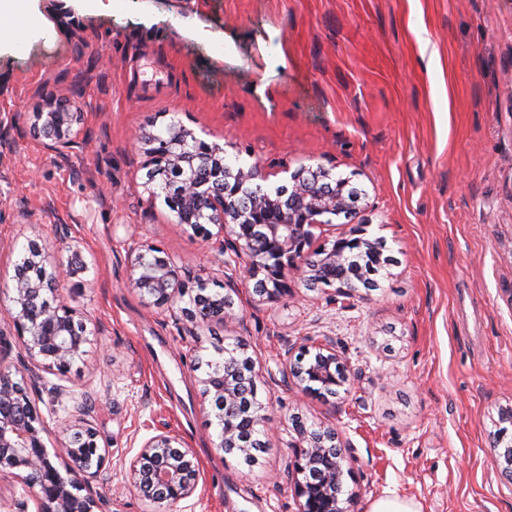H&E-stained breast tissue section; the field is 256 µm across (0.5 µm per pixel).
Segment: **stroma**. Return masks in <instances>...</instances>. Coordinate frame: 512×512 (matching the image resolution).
Masks as SVG:
<instances>
[{
	"mask_svg": "<svg viewBox=\"0 0 512 512\" xmlns=\"http://www.w3.org/2000/svg\"><path fill=\"white\" fill-rule=\"evenodd\" d=\"M24 48L0 40V332L30 240L85 269L63 302L92 332L83 361L28 381L43 443L66 459L63 388L99 404L104 456L93 490L112 512H152L126 488L142 442L176 436L199 457L194 497L169 512H296L287 476L294 424L336 427L348 445L352 512L387 496L422 512H512L490 438L512 406V0H30ZM82 115L72 147L30 134L45 102ZM178 123L260 163L270 186L324 167L357 193L350 217L317 225L332 246L366 226L391 262L350 299L289 276L275 302L230 287L218 240L202 243L145 187L138 139ZM152 245L187 281L229 296L242 322L189 332L129 288L127 255ZM330 338L351 371L337 397L288 388L285 344ZM244 340L268 450L246 464L216 448L197 361Z\"/></svg>",
	"mask_w": 512,
	"mask_h": 512,
	"instance_id": "35a3bbf8",
	"label": "stroma"
}]
</instances>
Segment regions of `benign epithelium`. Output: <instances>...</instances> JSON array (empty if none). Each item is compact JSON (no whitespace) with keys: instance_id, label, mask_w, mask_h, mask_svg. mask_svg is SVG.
Returning a JSON list of instances; mask_svg holds the SVG:
<instances>
[{"instance_id":"benign-epithelium-1","label":"benign epithelium","mask_w":512,"mask_h":512,"mask_svg":"<svg viewBox=\"0 0 512 512\" xmlns=\"http://www.w3.org/2000/svg\"><path fill=\"white\" fill-rule=\"evenodd\" d=\"M81 117L79 112L49 103L37 113L33 134L49 140L47 147L61 155L73 144V127L81 123ZM142 143L152 166L148 182L162 178L159 188L178 223L190 225L205 243L212 237L209 225L218 227L224 234L218 253H233V260H220L221 267L230 266L235 276L256 281V293L261 297L272 301L287 295L292 273L303 274L313 286L322 283L324 272L349 264L352 247L383 257L380 239L363 238V230L358 228L338 238L329 249H311V229L323 223L321 217H347L356 202V195L346 196L348 180L333 176L328 169L300 168L290 174L288 184L268 190L261 182L269 174L259 164L234 170L224 163L222 148L180 125L149 133ZM69 251L67 263H54L47 248L29 243L23 263L30 277L15 280L13 286V326L28 364L38 369H68L81 357L87 342L85 320L58 299L59 288L84 267L81 252L72 247ZM148 251L157 255V261L146 262V252L140 250L129 254V284L148 305L169 308L190 286L160 248L149 247ZM181 314L196 324L241 321L229 297L216 306L202 283L197 285L191 306L181 309ZM7 359L0 345V471L23 472L25 489V496L8 507L13 512H28L31 501L36 512H112L110 499L91 492L80 494L84 477L100 474L104 462L98 433L89 420L95 407H74L65 427L67 463L65 472H60L42 441V415L31 402L24 381L13 378ZM207 367L198 383L202 398L219 406L216 447L250 462L253 449L244 444L245 437L238 435L234 422L225 415L236 412L241 398L255 387L253 365L241 350L233 358L227 357L221 364L209 362ZM283 375L290 385L316 395L323 387L339 390L350 383V370L328 338L311 348L302 347ZM500 424L492 447L498 449L504 473L512 475V407L501 410ZM295 431L297 441L288 476L294 482L297 512H349L348 499L342 495L349 474L346 445L336 428L308 427L298 420ZM199 477L195 452L179 438L164 433L142 443L128 471V483L139 493H144L148 484L156 488L157 493L145 500L160 512L191 498Z\"/></svg>"}]
</instances>
